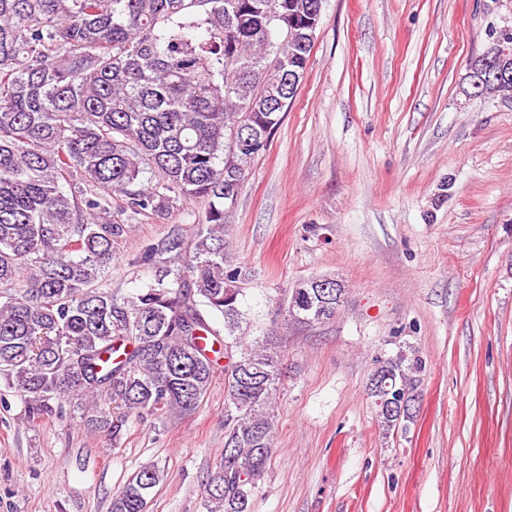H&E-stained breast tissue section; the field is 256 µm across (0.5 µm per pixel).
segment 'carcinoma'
<instances>
[{
    "label": "carcinoma",
    "instance_id": "obj_1",
    "mask_svg": "<svg viewBox=\"0 0 512 512\" xmlns=\"http://www.w3.org/2000/svg\"><path fill=\"white\" fill-rule=\"evenodd\" d=\"M322 0H0V381L32 418L62 410L117 438L131 418L190 414L224 365V457L206 512H249L271 458L281 358L240 334L239 277L224 219L304 77ZM491 45L471 59L484 77ZM206 203L135 262L155 279L107 286L114 249L140 218ZM315 278L284 290V320L336 316ZM389 397L419 394L412 351L380 357ZM384 435L414 415L375 406ZM164 478L138 470L111 512H148Z\"/></svg>",
    "mask_w": 512,
    "mask_h": 512
}]
</instances>
